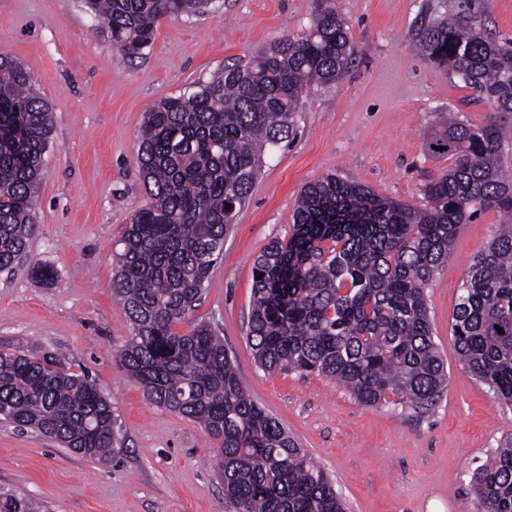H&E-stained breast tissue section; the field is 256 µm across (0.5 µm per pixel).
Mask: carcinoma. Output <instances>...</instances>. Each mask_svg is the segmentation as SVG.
<instances>
[{"label": "carcinoma", "instance_id": "cac0c4a2", "mask_svg": "<svg viewBox=\"0 0 512 512\" xmlns=\"http://www.w3.org/2000/svg\"><path fill=\"white\" fill-rule=\"evenodd\" d=\"M210 4L82 0L124 57L150 47L160 19ZM415 47L494 112L512 113V43L486 34L476 18L437 19L419 29ZM353 54L335 0H318L303 34L224 67L187 96L160 100L140 130L148 201L132 214L115 254L112 294L132 335L114 359L152 404L219 441L216 468L234 512H347L328 474L250 397L224 338L206 322L186 333L175 326L201 299L265 150L292 134L308 87L337 83ZM52 127L53 107L31 75L0 53V271L26 253L34 232ZM505 136L492 118L481 126L450 118L430 146L454 165L423 185V206L335 172L309 183L293 212L295 233L271 241L254 264L247 340L257 364L269 373H314L365 407L435 405L448 372L427 288L461 225L492 208L512 217ZM454 321L462 369L512 409L511 223L472 258ZM0 419L92 459L117 441L110 398L50 352L0 350ZM473 490L482 512H512V438L475 468ZM0 512L42 507L0 487Z\"/></svg>", "mask_w": 512, "mask_h": 512}]
</instances>
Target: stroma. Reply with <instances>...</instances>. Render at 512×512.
<instances>
[{
    "instance_id": "stroma-1",
    "label": "stroma",
    "mask_w": 512,
    "mask_h": 512,
    "mask_svg": "<svg viewBox=\"0 0 512 512\" xmlns=\"http://www.w3.org/2000/svg\"><path fill=\"white\" fill-rule=\"evenodd\" d=\"M315 6L220 0L212 12L161 19L152 45L128 58L79 0H0V52L22 62L54 108L36 229L26 255L0 272V348L48 351L88 375L111 398L118 426L117 446L103 461L0 421V486L50 512H224L216 441L150 404L113 362L131 325L112 296V250L147 201L137 163L145 112L302 32ZM336 8L354 61L338 83L309 89L293 135L264 156L224 257L179 330L196 320L218 330L252 397L330 475L348 512H427L433 499L445 512H482L472 472L512 435V410L461 369L452 326L468 265L502 213L490 209L460 227L427 290L448 371L447 389L428 412L361 406L312 373H267L246 339L254 261L269 241L290 237L306 184L338 172L378 195L423 204L422 186L453 164L429 149L449 113L474 125L491 114L447 68L414 52L419 27L473 14L488 32L512 38V0H336ZM37 262L55 267V283L35 278Z\"/></svg>"
}]
</instances>
